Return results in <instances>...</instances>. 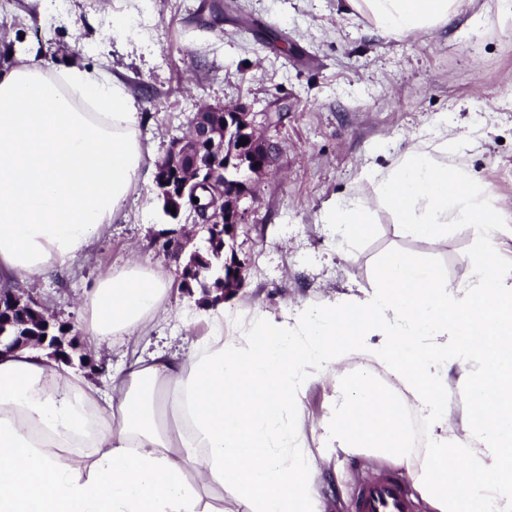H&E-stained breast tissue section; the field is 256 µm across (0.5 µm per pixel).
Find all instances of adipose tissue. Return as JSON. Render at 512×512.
<instances>
[{"instance_id": "ef3b65f1", "label": "adipose tissue", "mask_w": 512, "mask_h": 512, "mask_svg": "<svg viewBox=\"0 0 512 512\" xmlns=\"http://www.w3.org/2000/svg\"><path fill=\"white\" fill-rule=\"evenodd\" d=\"M461 4L343 0V11L401 39ZM139 124L103 69L48 70L21 49L0 67V286L34 287L92 253L149 179ZM481 139L444 123L415 136L361 168L324 216L357 238L383 209L431 250L451 225H474L466 282L393 250L361 296L256 308L229 331L223 310L204 312L207 333L179 356L142 346L171 283L131 262L84 294L86 345L127 342L106 384L50 350L0 346V512H224L228 490L244 512H326L321 459L361 453L403 468L432 512H512V265L494 250L497 198L464 163ZM354 358L363 370L341 372ZM314 381L335 391L316 450L305 445ZM411 410L432 431L422 451Z\"/></svg>"}]
</instances>
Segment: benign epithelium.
<instances>
[{"label": "benign epithelium", "instance_id": "benign-epithelium-1", "mask_svg": "<svg viewBox=\"0 0 512 512\" xmlns=\"http://www.w3.org/2000/svg\"><path fill=\"white\" fill-rule=\"evenodd\" d=\"M247 144H240L241 139ZM277 148L260 139L242 108L227 105L200 106L184 137L170 141L163 156L155 163L157 189L169 209L181 210L186 205L187 189L199 183L212 187L204 223L222 224V236L233 237L241 221L237 203L248 189L242 173H265L275 159ZM35 302L16 291L0 294V320L12 324L13 313L31 308ZM39 327L45 339L39 342L49 348L60 347L62 340L49 334L54 316L45 309L38 311Z\"/></svg>", "mask_w": 512, "mask_h": 512}]
</instances>
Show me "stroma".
I'll list each match as a JSON object with an SVG mask.
<instances>
[{
    "instance_id": "1",
    "label": "stroma",
    "mask_w": 512,
    "mask_h": 512,
    "mask_svg": "<svg viewBox=\"0 0 512 512\" xmlns=\"http://www.w3.org/2000/svg\"><path fill=\"white\" fill-rule=\"evenodd\" d=\"M342 0H7L0 5V65L17 47L48 68L107 66L132 97L140 136L164 153L183 136L200 105L244 104L262 136L277 145L268 172L239 206L236 251L245 267L241 290L224 301L234 322L284 300L322 303L349 281L368 288L378 260L401 249L460 282L473 230L452 225L437 252L402 235L387 212L349 240L345 226L323 221L336 196L351 191L364 166L384 163L423 126L447 119L458 133L483 125L485 138L466 163L494 192L512 201V28L466 26L464 17L437 31L389 39ZM170 218L154 184L138 186L123 215L88 258L48 274L34 297L60 322L77 324L83 296L104 270L151 262L171 280L168 318L149 341L184 354L204 330L194 316L201 293L187 295L179 272L190 252L207 246L196 233L179 255L158 250ZM403 470L383 458L333 457L319 492L327 512H352L359 487Z\"/></svg>"
}]
</instances>
